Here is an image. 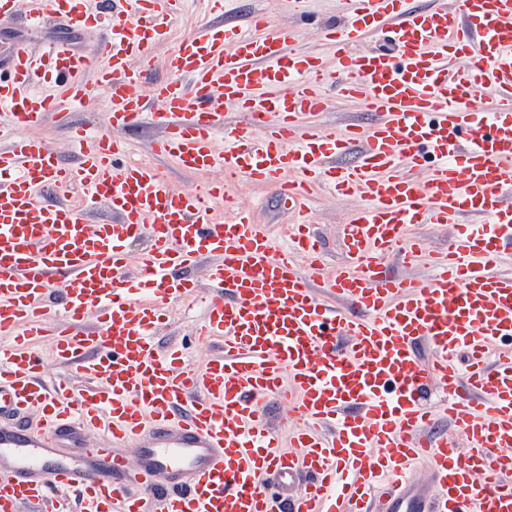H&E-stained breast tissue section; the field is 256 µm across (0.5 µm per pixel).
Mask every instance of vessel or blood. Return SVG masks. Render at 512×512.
Wrapping results in <instances>:
<instances>
[{
  "label": "vessel or blood",
  "mask_w": 512,
  "mask_h": 512,
  "mask_svg": "<svg viewBox=\"0 0 512 512\" xmlns=\"http://www.w3.org/2000/svg\"><path fill=\"white\" fill-rule=\"evenodd\" d=\"M181 2L32 0L30 25L99 38L51 44L40 74L16 41L0 75V512H512V0H343L329 59L263 14L171 40ZM380 28L391 47L365 48ZM104 89L96 134L59 110ZM336 95L377 121L310 124ZM51 115L75 164L32 134ZM146 120L153 154L224 182L188 194L127 162ZM242 175L292 214L285 248L248 211L213 218ZM319 184L359 201L338 266L307 218ZM415 224L452 227L447 251ZM390 255L435 274L392 275ZM188 300L216 348L201 367L156 344ZM46 338L79 383L46 376ZM274 405L296 413L291 450ZM419 460L431 488L414 493L398 475Z\"/></svg>",
  "instance_id": "vessel-or-blood-1"
}]
</instances>
